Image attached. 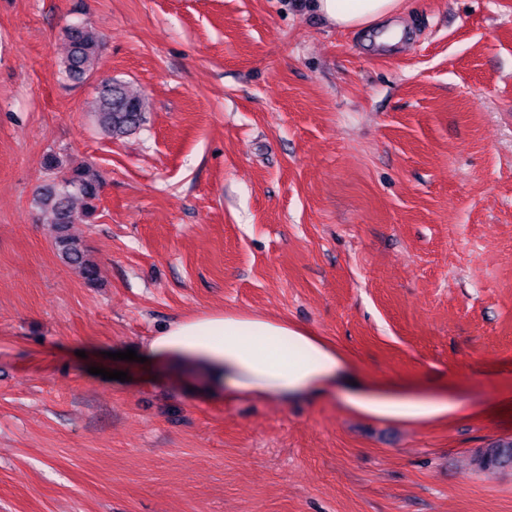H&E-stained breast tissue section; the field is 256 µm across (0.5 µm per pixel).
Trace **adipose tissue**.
I'll return each mask as SVG.
<instances>
[{
  "instance_id": "ef3b65f1",
  "label": "adipose tissue",
  "mask_w": 512,
  "mask_h": 512,
  "mask_svg": "<svg viewBox=\"0 0 512 512\" xmlns=\"http://www.w3.org/2000/svg\"><path fill=\"white\" fill-rule=\"evenodd\" d=\"M406 0H312L325 21L345 31L378 26ZM141 354L201 394H246L285 404L340 393L359 414L406 423L466 411L454 391L379 383L359 375L333 344L285 318L240 312L199 313L169 322L148 337Z\"/></svg>"
}]
</instances>
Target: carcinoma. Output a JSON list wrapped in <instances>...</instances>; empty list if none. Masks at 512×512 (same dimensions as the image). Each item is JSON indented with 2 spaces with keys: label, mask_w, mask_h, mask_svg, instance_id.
<instances>
[{
  "label": "carcinoma",
  "mask_w": 512,
  "mask_h": 512,
  "mask_svg": "<svg viewBox=\"0 0 512 512\" xmlns=\"http://www.w3.org/2000/svg\"><path fill=\"white\" fill-rule=\"evenodd\" d=\"M64 37L68 50L61 62L62 70L71 82L80 84L94 74L104 47L103 38L88 23L67 26ZM147 107L148 101L140 90L126 82L108 79L98 88L94 117L101 132L114 138L139 128ZM42 167L52 178L39 187L34 202L54 224L56 252L66 264L78 269L88 283H95L99 280L98 266L87 259L86 249L70 230L72 225L87 223L94 217L102 177L91 164L66 166L54 154L43 158ZM476 464L484 470L511 466L512 439L492 443L476 457Z\"/></svg>",
  "instance_id": "cac0c4a2"
}]
</instances>
